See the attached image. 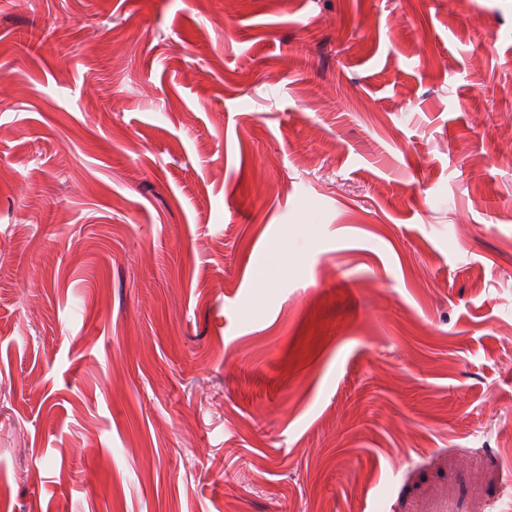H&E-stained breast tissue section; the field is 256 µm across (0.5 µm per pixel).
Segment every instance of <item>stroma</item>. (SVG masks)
<instances>
[{
    "instance_id": "stroma-1",
    "label": "stroma",
    "mask_w": 512,
    "mask_h": 512,
    "mask_svg": "<svg viewBox=\"0 0 512 512\" xmlns=\"http://www.w3.org/2000/svg\"><path fill=\"white\" fill-rule=\"evenodd\" d=\"M1 83L7 512H512V0H0Z\"/></svg>"
}]
</instances>
